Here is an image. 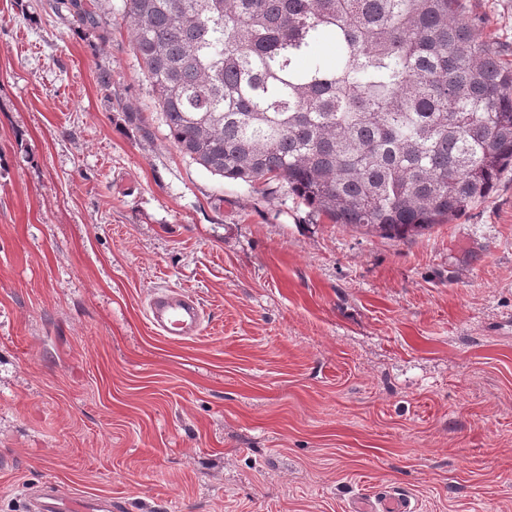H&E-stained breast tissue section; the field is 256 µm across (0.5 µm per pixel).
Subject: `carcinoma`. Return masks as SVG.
<instances>
[{"label": "carcinoma", "instance_id": "cac0c4a2", "mask_svg": "<svg viewBox=\"0 0 512 512\" xmlns=\"http://www.w3.org/2000/svg\"><path fill=\"white\" fill-rule=\"evenodd\" d=\"M88 30L96 0H60ZM158 111L205 170L335 224L421 233L512 167V65L463 0H125Z\"/></svg>", "mask_w": 512, "mask_h": 512}]
</instances>
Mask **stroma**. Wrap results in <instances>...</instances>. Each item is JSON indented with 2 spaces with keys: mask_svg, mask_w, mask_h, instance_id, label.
<instances>
[{
  "mask_svg": "<svg viewBox=\"0 0 512 512\" xmlns=\"http://www.w3.org/2000/svg\"><path fill=\"white\" fill-rule=\"evenodd\" d=\"M512 62V0H467ZM0 0V512H512V169L419 235L179 151L119 15ZM112 72L100 90L99 70ZM206 311L171 343L145 301ZM63 8L88 30H95L100 20V5L94 0H59ZM204 314L195 296L174 288H156L147 302L150 325L170 341H184L200 335ZM112 496L79 498L58 485L35 486L24 494L25 512H112ZM374 501H371L369 507L360 508V509H352L356 511H366V512H389V511H398V512H414L417 509L412 505L411 500L409 498L398 499V503L393 496V493L390 491L383 492L380 495H375ZM396 503L397 506H392ZM351 510V511H352Z\"/></svg>",
  "mask_w": 512,
  "mask_h": 512,
  "instance_id": "obj_1",
  "label": "stroma"
}]
</instances>
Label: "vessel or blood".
Instances as JSON below:
<instances>
[{
  "mask_svg": "<svg viewBox=\"0 0 512 512\" xmlns=\"http://www.w3.org/2000/svg\"><path fill=\"white\" fill-rule=\"evenodd\" d=\"M204 314L195 296L174 288L155 289L147 302L150 325L170 341H184L200 335ZM24 512H113V507L111 497L79 498L50 484L27 489ZM366 512H415V507L410 499L398 501L386 491L375 496Z\"/></svg>",
  "mask_w": 512,
  "mask_h": 512,
  "instance_id": "b4317fda",
  "label": "vessel or blood"
}]
</instances>
